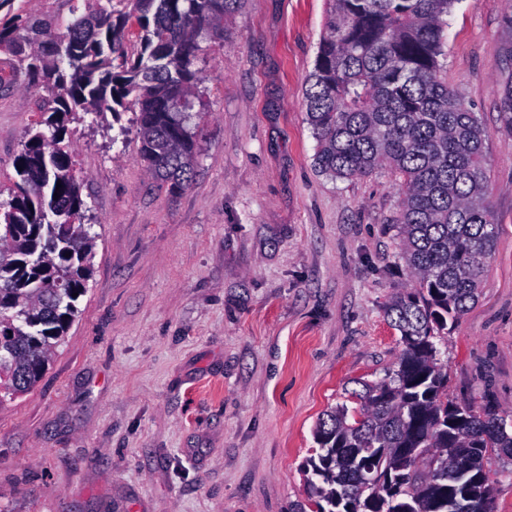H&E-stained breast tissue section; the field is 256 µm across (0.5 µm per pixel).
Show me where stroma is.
<instances>
[{
    "label": "stroma",
    "mask_w": 512,
    "mask_h": 512,
    "mask_svg": "<svg viewBox=\"0 0 512 512\" xmlns=\"http://www.w3.org/2000/svg\"><path fill=\"white\" fill-rule=\"evenodd\" d=\"M506 0H457L441 78L485 132L497 224L479 297L438 338L448 399L512 413V79ZM329 0H245L195 62L197 162L174 192L136 114L76 121L94 274L35 390L0 406V512H313L314 428L395 365L414 288L395 170L314 166L304 93ZM0 52V201L41 87Z\"/></svg>",
    "instance_id": "1"
}]
</instances>
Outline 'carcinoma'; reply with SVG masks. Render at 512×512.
I'll list each match as a JSON object with an SVG mask.
<instances>
[{
  "label": "carcinoma",
  "instance_id": "carcinoma-1",
  "mask_svg": "<svg viewBox=\"0 0 512 512\" xmlns=\"http://www.w3.org/2000/svg\"><path fill=\"white\" fill-rule=\"evenodd\" d=\"M66 18H0L15 79L45 89L42 120L14 156L0 203V404L31 392L79 314L93 236L75 173L70 123L137 114L139 159L182 190L197 142L192 96L199 38L218 35L242 0H95ZM455 0H332L305 109L316 169L347 179L387 165L403 178L398 219L417 287L387 317L403 343L387 378L363 384L359 417L337 405L318 419L306 461L317 512H483L485 465L512 461V415L448 403L434 339L475 302L496 228L487 202L484 129L439 77ZM139 28L129 38V23ZM371 466L376 480L360 483Z\"/></svg>",
  "mask_w": 512,
  "mask_h": 512
}]
</instances>
